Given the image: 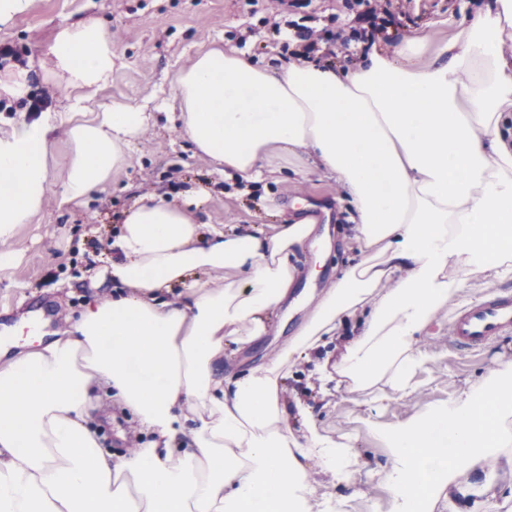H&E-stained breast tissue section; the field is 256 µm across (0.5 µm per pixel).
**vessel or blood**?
<instances>
[{
	"mask_svg": "<svg viewBox=\"0 0 512 512\" xmlns=\"http://www.w3.org/2000/svg\"><path fill=\"white\" fill-rule=\"evenodd\" d=\"M512 332V299L491 297L468 304L450 319L449 333L455 349L479 350L497 337Z\"/></svg>",
	"mask_w": 512,
	"mask_h": 512,
	"instance_id": "b4317fda",
	"label": "vessel or blood"
}]
</instances>
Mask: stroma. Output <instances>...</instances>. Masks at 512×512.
<instances>
[{
  "label": "stroma",
  "mask_w": 512,
  "mask_h": 512,
  "mask_svg": "<svg viewBox=\"0 0 512 512\" xmlns=\"http://www.w3.org/2000/svg\"><path fill=\"white\" fill-rule=\"evenodd\" d=\"M474 9L473 0H417L410 19L377 36V47L401 64L405 58L400 48L421 37L425 46L416 61L430 62ZM89 18L105 19L118 38L112 80L85 101V108L94 114L115 104L144 105L152 118L106 191L64 210L47 199L32 223L18 225L14 238L0 243V253L9 257L8 264L0 266V329L34 320L51 332L65 329L69 319L79 316L83 304L96 293L92 279L103 268L112 236L124 212L140 199L144 183H153V198L177 204L189 200V190L203 189L192 210L207 227L231 230L288 224L316 210L323 222L316 225L313 244L302 259L308 264L315 253L325 254L321 273L312 281L299 276L293 300L283 306L268 335L228 362L229 368L247 369L284 347L307 322L319 296L335 283L348 261L341 229L349 224L352 209L335 178L310 171L299 151L277 154L257 181L230 171L219 173L214 164L194 154L180 133L177 113L166 105L176 72L211 44H222L261 65L288 64L292 57L283 45L292 41L293 31L274 32L260 0H31L29 9L0 27V45L30 57L32 79L42 87L51 67L45 49L57 27ZM497 295L512 296V277L503 279L487 270L464 279L435 315L431 334L422 342L424 360L413 374L408 394L377 402L343 390L323 394L313 361L302 358L291 367L284 400L300 399L318 430L335 440L349 439L362 462L355 485H339L322 475L320 493L347 498V512H386L388 492L381 473L388 451L372 425H404L512 361V333L475 354L458 352L449 337V320L460 307ZM91 395L95 403L91 421L104 450L121 455L127 448L146 445L148 438L131 415L112 406L101 388H93ZM460 479L486 484L481 512H512L504 503L512 493V470L494 458L479 461Z\"/></svg>",
  "instance_id": "stroma-1"
}]
</instances>
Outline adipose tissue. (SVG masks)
I'll list each match as a JSON object with an SVG mask.
<instances>
[{"label": "adipose tissue", "mask_w": 512, "mask_h": 512, "mask_svg": "<svg viewBox=\"0 0 512 512\" xmlns=\"http://www.w3.org/2000/svg\"><path fill=\"white\" fill-rule=\"evenodd\" d=\"M509 36L512 0H486L423 66L372 48L353 68L279 72L216 44L180 69L172 101L195 152L253 181L274 152L305 151L349 196L353 261L277 357L228 371L225 359L266 336L287 301L313 224L205 233L188 207L136 201L110 244L109 286L53 339L0 362V512H344L315 476L353 484L351 443L289 411L280 389L290 364L336 341L348 390L405 394L421 339L463 278L512 274ZM47 54L62 90L91 95L112 78L104 20L60 25ZM149 120L137 105L86 121L47 110L0 130V243L43 209L58 126L64 207L111 184ZM95 385L146 446L102 449ZM373 431L389 450L388 512H453L459 499L480 512L482 488L458 476L488 456L512 469V362Z\"/></svg>", "instance_id": "obj_1"}]
</instances>
